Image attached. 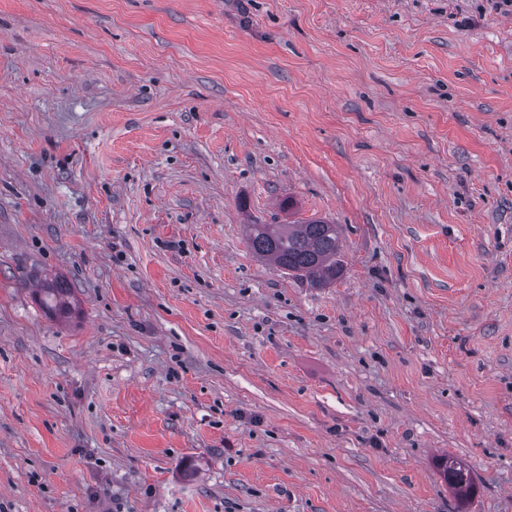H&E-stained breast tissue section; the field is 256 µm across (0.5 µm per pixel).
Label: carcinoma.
Masks as SVG:
<instances>
[{
    "label": "carcinoma",
    "instance_id": "cac0c4a2",
    "mask_svg": "<svg viewBox=\"0 0 512 512\" xmlns=\"http://www.w3.org/2000/svg\"><path fill=\"white\" fill-rule=\"evenodd\" d=\"M247 241L256 256L314 287L336 281L344 270L338 225L324 220L303 224H250ZM40 291L49 300L47 307L63 314L70 311L66 300L69 289L60 284H46ZM441 468L448 488L459 499H467L472 492L469 467L453 457H445Z\"/></svg>",
    "mask_w": 512,
    "mask_h": 512
}]
</instances>
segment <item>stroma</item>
Segmentation results:
<instances>
[{"instance_id": "35a3bbf8", "label": "stroma", "mask_w": 512, "mask_h": 512, "mask_svg": "<svg viewBox=\"0 0 512 512\" xmlns=\"http://www.w3.org/2000/svg\"><path fill=\"white\" fill-rule=\"evenodd\" d=\"M0 512H512V11L0 0ZM248 245L259 258L323 287L344 270L338 225L324 220L303 224H248ZM40 291L44 292L46 295L45 303L47 307L54 311H59L60 313H67L70 311L69 302H67L66 297L69 294L70 288H65L62 284H46L40 288ZM49 300V301H47ZM54 303V304H50ZM442 475L448 488L461 500L472 492V479L468 466L453 457H444L441 462Z\"/></svg>"}]
</instances>
